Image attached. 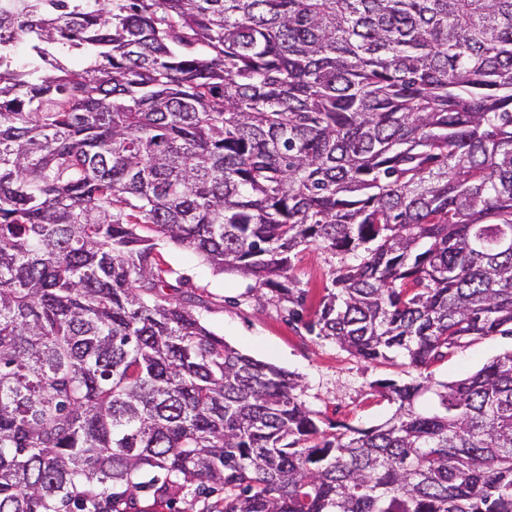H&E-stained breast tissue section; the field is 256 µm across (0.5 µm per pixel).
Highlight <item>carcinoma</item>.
<instances>
[{"label":"carcinoma","instance_id":"carcinoma-1","mask_svg":"<svg viewBox=\"0 0 512 512\" xmlns=\"http://www.w3.org/2000/svg\"><path fill=\"white\" fill-rule=\"evenodd\" d=\"M426 369L512 336V0H0V512H512V351L322 428L157 262ZM137 506L131 512H177L190 511L201 512L203 510L204 496L198 494L196 485L186 487L184 490V498L180 500L172 509L166 506L153 505V498L145 492L137 493Z\"/></svg>","mask_w":512,"mask_h":512}]
</instances>
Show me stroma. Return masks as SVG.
Here are the masks:
<instances>
[{
  "instance_id": "obj_1",
  "label": "stroma",
  "mask_w": 512,
  "mask_h": 512,
  "mask_svg": "<svg viewBox=\"0 0 512 512\" xmlns=\"http://www.w3.org/2000/svg\"><path fill=\"white\" fill-rule=\"evenodd\" d=\"M157 259L170 281H182L185 290L202 296L206 302L199 311L202 320L228 345L299 376L301 400L324 421L368 429L393 415L396 406L381 396L379 384L411 380L406 367L397 361H364L304 327L314 319L330 285L332 258L321 249L307 247L293 260V273L305 293L299 322L289 318L288 302L258 298L251 277L217 271L183 246L162 243ZM511 350V336L463 343L431 365L432 378L443 382L465 378Z\"/></svg>"
}]
</instances>
